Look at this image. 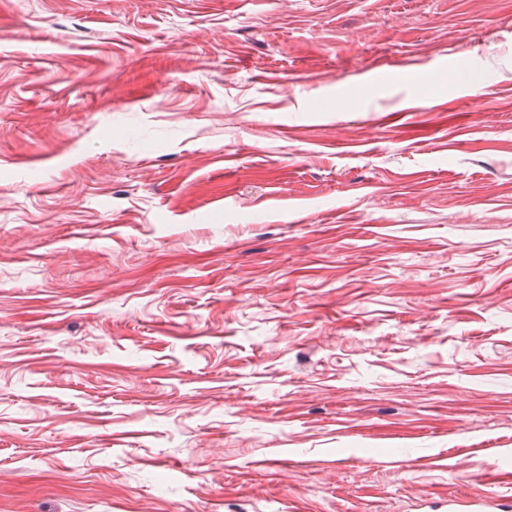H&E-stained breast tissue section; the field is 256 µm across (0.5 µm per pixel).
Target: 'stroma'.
Segmentation results:
<instances>
[{"mask_svg": "<svg viewBox=\"0 0 512 512\" xmlns=\"http://www.w3.org/2000/svg\"><path fill=\"white\" fill-rule=\"evenodd\" d=\"M452 499L512 512V0H0V512Z\"/></svg>", "mask_w": 512, "mask_h": 512, "instance_id": "1", "label": "stroma"}]
</instances>
